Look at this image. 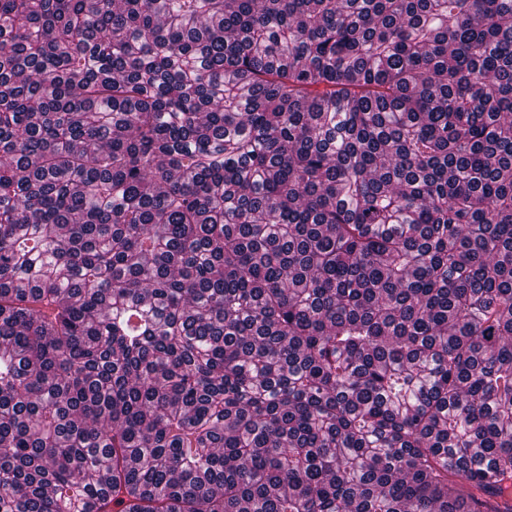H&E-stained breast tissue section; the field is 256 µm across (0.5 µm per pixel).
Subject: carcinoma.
<instances>
[{"label": "carcinoma", "instance_id": "obj_1", "mask_svg": "<svg viewBox=\"0 0 512 512\" xmlns=\"http://www.w3.org/2000/svg\"><path fill=\"white\" fill-rule=\"evenodd\" d=\"M512 0H0V512H512Z\"/></svg>", "mask_w": 512, "mask_h": 512}]
</instances>
